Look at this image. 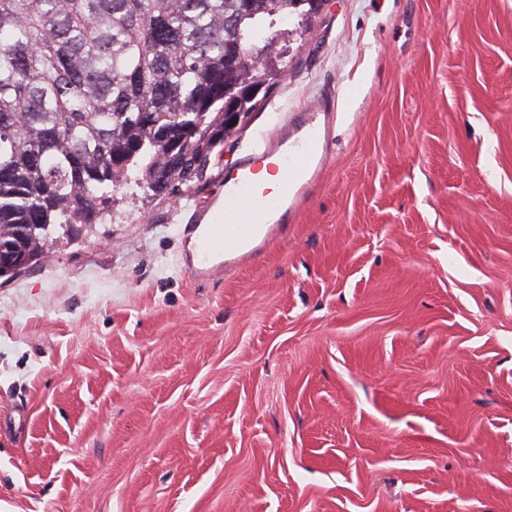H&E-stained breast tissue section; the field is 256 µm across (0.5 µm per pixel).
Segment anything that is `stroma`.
I'll use <instances>...</instances> for the list:
<instances>
[{"label": "stroma", "mask_w": 512, "mask_h": 512, "mask_svg": "<svg viewBox=\"0 0 512 512\" xmlns=\"http://www.w3.org/2000/svg\"><path fill=\"white\" fill-rule=\"evenodd\" d=\"M173 198L0 282V512H512V0H322ZM335 92L322 182L195 278L181 224Z\"/></svg>", "instance_id": "obj_1"}]
</instances>
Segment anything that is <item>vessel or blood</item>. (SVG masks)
<instances>
[{
    "instance_id": "vessel-or-blood-1",
    "label": "vessel or blood",
    "mask_w": 512,
    "mask_h": 512,
    "mask_svg": "<svg viewBox=\"0 0 512 512\" xmlns=\"http://www.w3.org/2000/svg\"><path fill=\"white\" fill-rule=\"evenodd\" d=\"M335 123L336 96L321 94L308 114L278 127L266 143L279 155L282 176L276 190L264 188L256 167L243 160L223 196L194 210L187 227L193 240V275L212 276L238 254L257 251L272 237L282 214L295 210L320 180Z\"/></svg>"
}]
</instances>
